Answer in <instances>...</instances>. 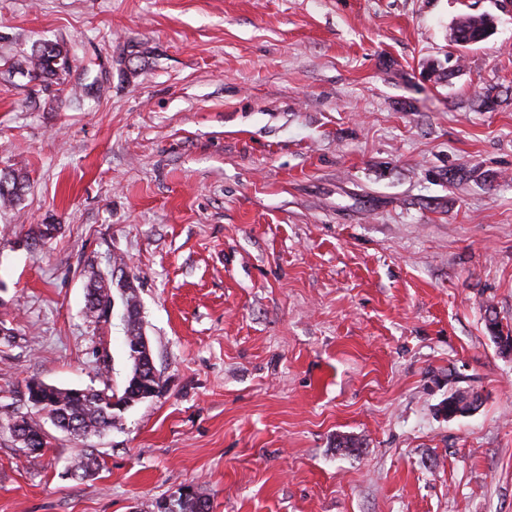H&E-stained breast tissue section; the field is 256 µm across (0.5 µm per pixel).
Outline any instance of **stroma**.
Here are the masks:
<instances>
[{"instance_id":"obj_1","label":"stroma","mask_w":512,"mask_h":512,"mask_svg":"<svg viewBox=\"0 0 512 512\" xmlns=\"http://www.w3.org/2000/svg\"><path fill=\"white\" fill-rule=\"evenodd\" d=\"M464 14L493 34L450 38ZM75 55L55 94L33 45ZM0 512H512V11L498 0H0ZM56 225L34 246L30 229ZM160 391L81 440L26 385ZM480 395L448 419L453 389ZM354 439L348 453L339 437ZM100 467L77 479L84 449ZM29 177L18 170L0 172V205L5 207L17 204L24 196ZM114 284L111 271L107 274L94 273L86 286V308L97 325L100 321L97 320L99 316L96 317V312L107 305L111 295L114 297Z\"/></svg>"}]
</instances>
